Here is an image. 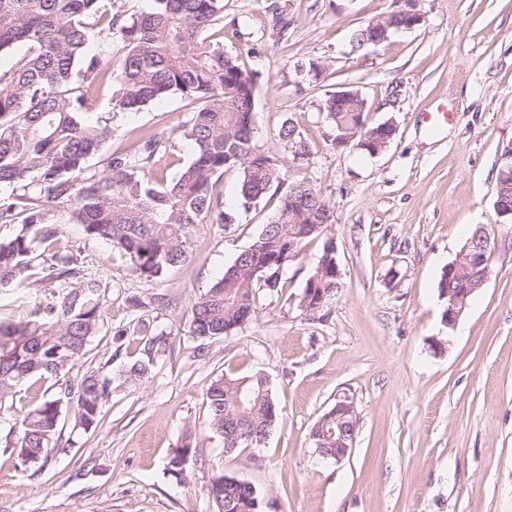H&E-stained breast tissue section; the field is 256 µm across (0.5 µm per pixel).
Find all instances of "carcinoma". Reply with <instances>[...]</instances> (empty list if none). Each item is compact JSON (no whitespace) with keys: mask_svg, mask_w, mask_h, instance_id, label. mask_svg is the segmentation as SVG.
<instances>
[{"mask_svg":"<svg viewBox=\"0 0 512 512\" xmlns=\"http://www.w3.org/2000/svg\"><path fill=\"white\" fill-rule=\"evenodd\" d=\"M153 2L151 11L129 16L115 9L114 0H0V53L25 47L8 77L0 74V188H6L0 223H20L14 236L0 238V293L18 295L27 307L18 319L0 323L1 412L13 408L9 400L21 384L56 379L74 367L103 324L107 286L63 244L60 208L69 210L87 238L109 242L132 274L161 281L189 260L199 227L232 221L217 191L225 171H238L245 206L286 188L276 219L191 304L188 331L196 339L224 336L248 322L257 289L279 287L288 258L300 259L314 239L324 238L322 254L299 307L305 313L321 308L340 288L336 247L327 235L329 204L308 181L288 182V171L253 143L257 75L224 52V0ZM95 27L121 44L119 71L88 53ZM106 85L112 86L111 110L86 120ZM175 93L198 104L184 125L168 136L145 129L133 150L106 159V170L92 167L120 118ZM321 106L335 134L356 125L358 113L326 99ZM175 135L192 144V160L172 179L157 178L156 157ZM279 136L296 150L306 146L290 120ZM485 270L465 266L453 276L444 270L439 293L452 294L460 281L479 279ZM167 347L161 332L146 340L145 358L116 377L88 370L75 383H60L18 422V469L46 462L64 414L85 432L97 426L114 380L142 381ZM206 398L210 428L226 448L235 447L229 437L235 423L249 435L241 445L260 444L272 429L273 398L261 375H218ZM192 457L188 434L168 460L170 474L182 478ZM236 480L221 474L211 481L216 512H258L257 491L242 490Z\"/></svg>","mask_w":512,"mask_h":512,"instance_id":"1","label":"carcinoma"}]
</instances>
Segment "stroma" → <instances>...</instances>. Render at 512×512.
I'll return each mask as SVG.
<instances>
[{"label":"stroma","mask_w":512,"mask_h":512,"mask_svg":"<svg viewBox=\"0 0 512 512\" xmlns=\"http://www.w3.org/2000/svg\"><path fill=\"white\" fill-rule=\"evenodd\" d=\"M392 8L224 0V50L257 75L256 147L331 207L341 287L318 311L298 306L317 239L277 292L259 290L250 321L189 336L191 303L278 213L275 195L242 205L237 170L219 185L232 222L202 228L189 262L161 283L130 275L109 243L58 213L65 243L107 284L103 325L70 377L132 364L147 335L167 334L169 347L142 384L113 390L96 428L64 420L47 464L25 472L9 449L33 403L19 386L0 416V512H214L208 486L220 472L253 484L260 512H512V219L494 210L512 164V0H420L419 26L352 51L354 31ZM311 58L328 67L301 80ZM341 90L362 95L369 123L396 125L379 154L328 139L319 105ZM443 105L452 121L430 127L426 113ZM191 111L173 94L130 113L93 167ZM288 119L308 144L301 167L278 136ZM478 225L490 229L491 275L450 328L439 275ZM223 372L267 378L278 419L260 446L229 451L210 432L206 389ZM344 394L359 415L355 445L325 461L310 431ZM188 430L196 458L179 481L167 460Z\"/></svg>","instance_id":"stroma-1"}]
</instances>
